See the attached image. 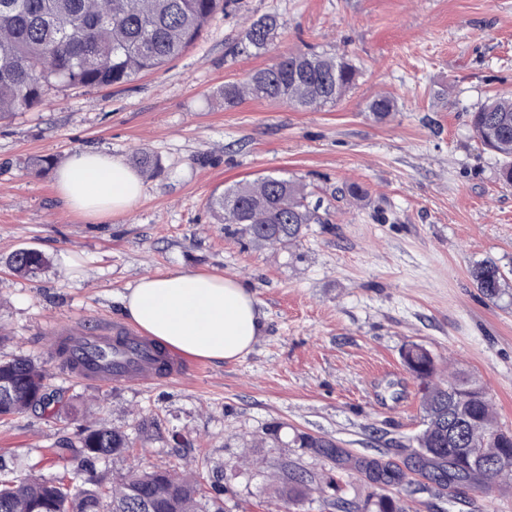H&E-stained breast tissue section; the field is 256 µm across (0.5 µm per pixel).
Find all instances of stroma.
Wrapping results in <instances>:
<instances>
[{"mask_svg":"<svg viewBox=\"0 0 512 512\" xmlns=\"http://www.w3.org/2000/svg\"><path fill=\"white\" fill-rule=\"evenodd\" d=\"M268 13L282 21L273 42L235 53ZM311 51L356 66L337 103H225V84ZM380 94L396 102L384 119L367 109ZM510 94L512 0H239L164 67L0 120V360L46 369L73 407L58 420L28 411L0 422V455L15 477L72 471L74 458L47 456L97 421L135 443L98 464L109 483L190 468L222 482L224 512H333L339 496L363 504L373 486L333 471L298 436L402 462L423 417L419 382L401 358L411 343L431 351L440 376L482 385L499 426L512 429V307L486 299L469 274L486 258L512 268V187L469 126L488 97ZM80 149L129 165L146 152L159 168L143 175L130 211L89 220L54 190L58 166ZM46 157L54 167L42 166ZM275 173L303 181L329 221L290 249L243 245L208 201ZM352 185L358 197L347 196ZM20 248L46 255L37 277L9 269ZM64 253L77 267L62 265ZM175 270L249 286L264 329L248 354L151 385L98 386L56 368L55 325L124 323L120 295ZM288 469L316 479L296 505ZM404 499L408 512H512V484L461 487L450 499L418 476Z\"/></svg>","mask_w":512,"mask_h":512,"instance_id":"obj_1","label":"stroma"}]
</instances>
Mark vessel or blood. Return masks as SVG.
<instances>
[{
    "instance_id": "vessel-or-blood-1",
    "label": "vessel or blood",
    "mask_w": 512,
    "mask_h": 512,
    "mask_svg": "<svg viewBox=\"0 0 512 512\" xmlns=\"http://www.w3.org/2000/svg\"><path fill=\"white\" fill-rule=\"evenodd\" d=\"M57 361L66 374L86 383L109 385L183 377L188 366L159 361L145 336L115 323L98 330L73 324L55 327Z\"/></svg>"
}]
</instances>
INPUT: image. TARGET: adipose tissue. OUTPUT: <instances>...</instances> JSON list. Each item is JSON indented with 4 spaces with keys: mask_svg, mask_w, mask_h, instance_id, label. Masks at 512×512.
Masks as SVG:
<instances>
[{
    "mask_svg": "<svg viewBox=\"0 0 512 512\" xmlns=\"http://www.w3.org/2000/svg\"><path fill=\"white\" fill-rule=\"evenodd\" d=\"M54 189L66 207L87 219L126 212L143 194L139 174L112 155L74 152ZM123 315L159 345L217 361L248 353L262 329L257 301L239 280L172 271L145 276L121 296Z\"/></svg>",
    "mask_w": 512,
    "mask_h": 512,
    "instance_id": "ef3b65f1",
    "label": "adipose tissue"
}]
</instances>
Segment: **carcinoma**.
Wrapping results in <instances>:
<instances>
[{
  "instance_id": "1",
  "label": "carcinoma",
  "mask_w": 512,
  "mask_h": 512,
  "mask_svg": "<svg viewBox=\"0 0 512 512\" xmlns=\"http://www.w3.org/2000/svg\"><path fill=\"white\" fill-rule=\"evenodd\" d=\"M236 0H0V118L45 104L53 92L71 87L112 86L157 69L181 55L199 38L203 28L221 10L231 12ZM280 27L275 15L254 21L245 32L238 53L260 52ZM355 66L343 55L293 53L277 65L254 73L243 83L224 86V100L246 97L282 101L295 108L340 100L351 89ZM395 109L393 98L378 95L369 104L377 118ZM474 135L499 160V177L512 185V97H494L471 115ZM222 216L224 230L245 245H296L309 224L328 219L311 204L307 185L297 179L266 175L242 181L210 201ZM47 257L34 248L16 250L10 267L35 276L47 266ZM471 278L486 298L512 304L509 272L493 259L477 262ZM405 366L422 385L423 428L415 436L418 473L445 488L460 484L489 488L512 477V433L494 420L490 398L482 386L451 375L436 380L437 363L423 345L412 343L402 352ZM0 376L12 379L15 395L0 403V420L29 409L48 418L65 411L48 395V374L30 360L17 357L0 362ZM300 446L336 464L340 469L365 473L376 483L400 488L412 484L400 469L379 458L350 455L330 440L303 434ZM125 434L96 424L79 427L76 439L62 456L76 452L74 476L13 480L0 475V512H30L28 505L53 499L55 512H224V487L219 480L203 484L168 471L132 475L111 486L97 474L101 460L133 447ZM491 461L504 456L508 466L474 468L468 455ZM83 477V487L69 484ZM363 512H406L400 495L377 494L362 505Z\"/></svg>"
}]
</instances>
